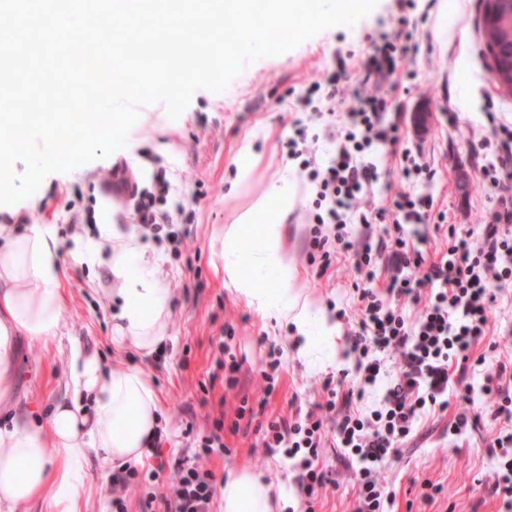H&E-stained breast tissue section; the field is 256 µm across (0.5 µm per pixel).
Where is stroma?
Returning a JSON list of instances; mask_svg holds the SVG:
<instances>
[{
  "label": "stroma",
  "instance_id": "35a3bbf8",
  "mask_svg": "<svg viewBox=\"0 0 512 512\" xmlns=\"http://www.w3.org/2000/svg\"><path fill=\"white\" fill-rule=\"evenodd\" d=\"M479 0H435L427 10L416 9L412 20L421 49L409 60L415 79L403 82L389 97L400 110L412 146L433 162L434 180L418 185L433 195L436 209L445 211L451 224L476 227L490 206L477 185L478 160L470 140L488 135L486 110L512 123V97L500 96L481 53L478 31ZM398 11L393 0H378L375 9L350 26L326 29L295 48L265 57L244 67L220 93L196 91L179 118H170L163 103L139 106V119L128 134L124 149L68 173L47 175L30 198L11 205L10 213L29 214L32 223L52 224L63 234L60 251L61 290L64 296L62 332L43 343L21 336L18 370L13 382L12 412L29 421L44 420L54 403L68 391L67 372L71 341L104 366L132 365L152 381L159 398V422L168 441L163 447L171 459L194 455L192 437L212 430L215 417L232 422L241 398L248 394L225 392L223 381H212L220 353L217 343L225 326H233L232 353L244 368L259 371L271 345L281 346L282 365L273 394L264 401V417L288 410L290 402L316 401V382L352 368L346 357L343 321L333 318L330 303L347 302L352 291L345 270L316 279L301 254L306 211L314 197L312 185L286 160L280 142L292 134L300 107L297 97L311 83L333 69L337 54L362 55L371 40L392 32ZM457 113L458 128H449L447 113ZM170 172L172 189L166 208L178 212L176 230L187 233L188 251L174 253L169 243L142 240L129 217L128 202H111L104 195L101 173L118 168L120 178L152 190L154 159ZM294 182L282 221L280 246L293 271L294 286L308 297L321 316L318 343L305 350L307 326L280 321L251 304L229 284L223 270L221 241L216 228H232L242 215L253 225L268 215L256 204L280 178ZM82 224L68 233L72 214ZM93 239L99 246L131 245L155 263L156 275L170 288L168 318L173 344L161 354L144 357L112 344V290L117 282L106 266L90 267L74 252L75 239ZM443 426L416 439L388 470L389 486L399 504H410L411 479L442 483L446 495L435 504H411L412 512H470L482 494L479 479L494 469L486 454L483 431L466 437L462 447H449ZM229 451L212 455L209 467L217 478L233 469L250 468L264 480L291 483L289 463L266 458L254 435L224 431Z\"/></svg>",
  "mask_w": 512,
  "mask_h": 512
}]
</instances>
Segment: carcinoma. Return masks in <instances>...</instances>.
<instances>
[{
  "label": "carcinoma",
  "instance_id": "carcinoma-1",
  "mask_svg": "<svg viewBox=\"0 0 512 512\" xmlns=\"http://www.w3.org/2000/svg\"><path fill=\"white\" fill-rule=\"evenodd\" d=\"M480 25L492 80L503 97H512V0H481Z\"/></svg>",
  "mask_w": 512,
  "mask_h": 512
}]
</instances>
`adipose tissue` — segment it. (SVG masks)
<instances>
[{"label": "adipose tissue", "instance_id": "obj_1", "mask_svg": "<svg viewBox=\"0 0 512 512\" xmlns=\"http://www.w3.org/2000/svg\"><path fill=\"white\" fill-rule=\"evenodd\" d=\"M62 242L54 225L24 231L0 227V404L8 403L17 363L16 338L55 339L64 308L58 265ZM230 282L281 320L317 321L318 314L292 288V273L280 250V221L252 235L247 262L225 254ZM108 261L121 285L112 317V343L149 355L169 339L166 317L171 291L159 281L136 247L125 246ZM69 373L74 395L58 402L43 423L0 418V512H83L91 459L102 466L140 462L158 432L154 387L134 367L103 371L95 357L72 346ZM286 486H274L242 468L228 474L222 512H275L287 507Z\"/></svg>", "mask_w": 512, "mask_h": 512}]
</instances>
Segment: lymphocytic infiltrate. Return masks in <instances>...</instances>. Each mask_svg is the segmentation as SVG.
I'll return each instance as SVG.
<instances>
[{
  "instance_id": "lymphocytic-infiltrate-1",
  "label": "lymphocytic infiltrate",
  "mask_w": 512,
  "mask_h": 512,
  "mask_svg": "<svg viewBox=\"0 0 512 512\" xmlns=\"http://www.w3.org/2000/svg\"><path fill=\"white\" fill-rule=\"evenodd\" d=\"M411 39L401 28L372 44L357 67L360 106L341 126L332 107L348 95L341 83L347 62L339 60L337 71L301 95L321 135L302 126L284 144L286 158L298 161L315 190L302 243L308 265L321 278L345 264L356 285L351 311L338 313L348 326L353 370L324 378L321 401L308 408L293 407L260 423L242 405L232 425L214 418L200 438V452L178 461L172 475L159 468L144 479L132 468L113 473L112 512H127L134 491L141 512H213L218 486L206 463L224 452L223 429L240 432L245 420L254 422L265 456L291 459L303 512H316L326 487L339 484L322 457L325 447L335 448L356 490L352 512H395L396 493L382 472L421 424L447 421L453 444L467 430L487 427V452L496 465L485 490L512 512V349L493 329L498 303L512 289V126L487 115L491 137L478 147H495L496 154L480 166L479 188L493 205L479 238H472L435 211L432 196L416 193L435 170L408 148L399 118L389 113L386 91L406 74ZM322 139L332 146L323 162L317 158ZM385 145L392 148L400 182L377 209L379 172L372 153ZM152 180L153 192L134 197V225L141 237L181 247L170 231L174 216L163 208L171 190L166 166L155 164ZM355 224L362 227L357 236ZM422 224L442 236L443 248L423 250L428 235L419 232ZM218 350L226 356L225 390L252 385L263 395L273 393L279 359L254 378L230 357L229 341H219Z\"/></svg>"
}]
</instances>
